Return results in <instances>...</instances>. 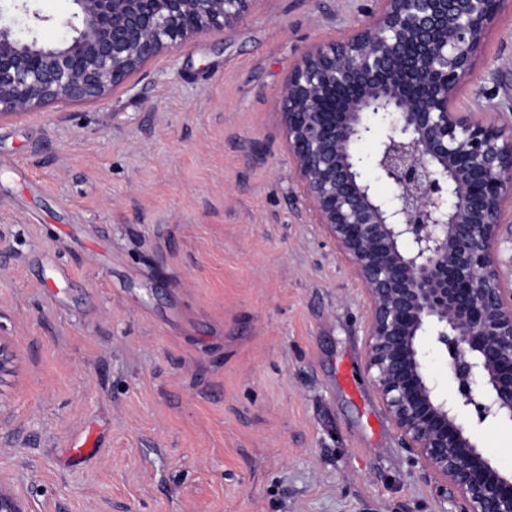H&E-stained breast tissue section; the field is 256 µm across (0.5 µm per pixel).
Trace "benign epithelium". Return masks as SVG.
Instances as JSON below:
<instances>
[{
	"label": "benign epithelium",
	"mask_w": 512,
	"mask_h": 512,
	"mask_svg": "<svg viewBox=\"0 0 512 512\" xmlns=\"http://www.w3.org/2000/svg\"><path fill=\"white\" fill-rule=\"evenodd\" d=\"M53 45L0 23V119L96 101L157 57L244 18L254 0H73ZM351 33L307 48L280 101L294 176L368 304L365 372L428 475L441 512H512V475L471 427L512 423V133L505 108L462 110L488 29L507 0H373ZM374 139L363 157L357 145ZM395 188L379 198L366 170ZM448 358L440 396L423 336ZM17 354L0 339V386Z\"/></svg>",
	"instance_id": "benign-epithelium-1"
}]
</instances>
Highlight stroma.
Instances as JSON below:
<instances>
[{
	"instance_id": "stroma-1",
	"label": "stroma",
	"mask_w": 512,
	"mask_h": 512,
	"mask_svg": "<svg viewBox=\"0 0 512 512\" xmlns=\"http://www.w3.org/2000/svg\"><path fill=\"white\" fill-rule=\"evenodd\" d=\"M367 0H255L105 99L0 120V489L25 512H440L364 371L368 302L279 111ZM40 41L72 0H33ZM502 79L512 0L460 107ZM95 453L78 457L86 436ZM480 448L512 473V424Z\"/></svg>"
}]
</instances>
